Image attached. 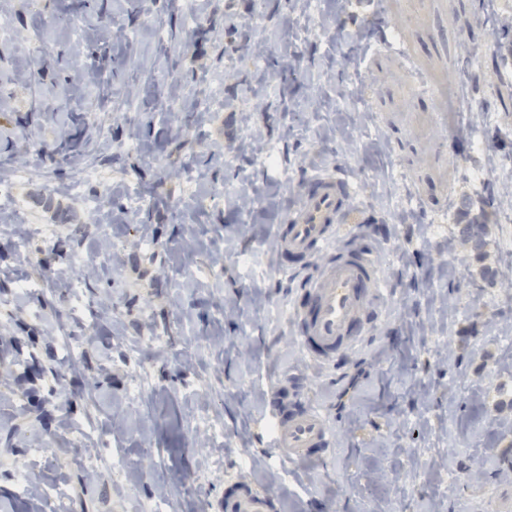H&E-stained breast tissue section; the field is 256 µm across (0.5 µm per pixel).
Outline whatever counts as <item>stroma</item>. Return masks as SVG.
<instances>
[{"mask_svg": "<svg viewBox=\"0 0 512 512\" xmlns=\"http://www.w3.org/2000/svg\"><path fill=\"white\" fill-rule=\"evenodd\" d=\"M511 6L0 0V512H222L234 481L275 512H483L490 485L512 512ZM323 172L357 221L287 261ZM361 250L389 293L340 375L290 311ZM279 390L327 457L275 448ZM454 235L464 244L468 245L478 259L485 255L487 245V224L468 222L454 225Z\"/></svg>", "mask_w": 512, "mask_h": 512, "instance_id": "stroma-1", "label": "stroma"}]
</instances>
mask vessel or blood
Wrapping results in <instances>:
<instances>
[{
  "label": "vessel or blood",
  "instance_id": "b4317fda",
  "mask_svg": "<svg viewBox=\"0 0 512 512\" xmlns=\"http://www.w3.org/2000/svg\"><path fill=\"white\" fill-rule=\"evenodd\" d=\"M342 186V180L328 174L316 178L288 216L281 236L284 254L305 259L350 223L351 209L342 201ZM383 281L381 270L364 251L337 255L319 268L307 286V305L291 314L302 348L332 366L353 353L374 330L371 316L379 308ZM272 418L274 445L289 461L311 459L331 445L332 428L323 414L289 408L287 398L281 397ZM224 512H274V502L270 493L240 483L225 496Z\"/></svg>",
  "mask_w": 512,
  "mask_h": 512
}]
</instances>
